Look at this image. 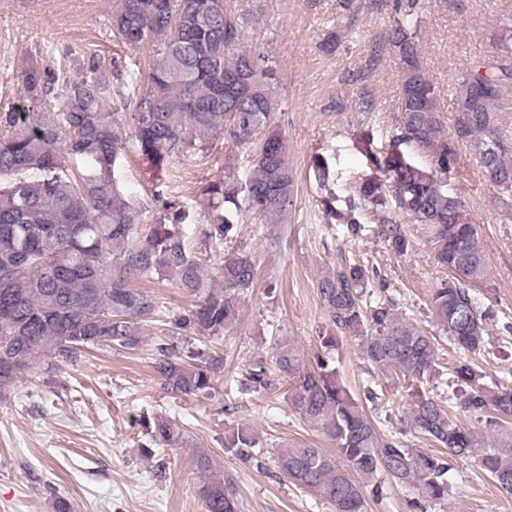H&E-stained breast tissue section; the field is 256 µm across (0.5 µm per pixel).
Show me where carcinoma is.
<instances>
[{
    "label": "carcinoma",
    "instance_id": "cac0c4a2",
    "mask_svg": "<svg viewBox=\"0 0 512 512\" xmlns=\"http://www.w3.org/2000/svg\"><path fill=\"white\" fill-rule=\"evenodd\" d=\"M112 29L126 46L156 47L143 82L123 80L117 59L90 53L60 105L35 119L23 111L6 115L13 130L0 136V396L48 359L71 362L90 348L139 347L160 310L150 291L131 287L130 280L170 272L192 304L173 313L168 325L198 346L181 354L168 343L158 344L154 370L174 395L209 397L224 375L220 341L240 321L246 294L258 278L252 255L225 249L227 239L244 222L245 211L278 219L294 190L286 142L271 131L275 71L264 52L238 47L241 25L224 0H115ZM384 43L402 68L398 125L388 149L365 150L371 174L356 188V199L346 200L348 213L337 211L333 193L323 206L352 238L364 231L355 215L358 205L383 212L377 234L398 255L410 246L398 216L422 226L435 246L436 263L451 272L432 291L431 318L460 357L448 367V400L421 392L416 384L440 367L436 336L404 316L395 298L367 297L370 271L355 261H342L319 278L317 290L337 335L359 337L364 359L375 369L413 385L403 423L438 448L436 453L408 448L380 435L365 409L375 393L361 400L340 379L336 335L321 337L323 351L309 369L293 344H277L274 365L292 381L289 406L329 438L344 460L339 466L321 449L298 445L277 453V467L332 512H367V494L381 496V474L414 489L425 502L448 499L449 460L468 458L478 447L476 433L453 420L454 407L482 418L486 431L499 435L478 463L512 495V433H504L512 420V380L489 381L469 359L487 339L489 310L475 290L487 277L484 246L464 202L438 177L457 155L442 138L435 86L417 35L397 21ZM498 49L496 64L461 76L454 137L472 147L488 182L511 193L512 147L496 118L499 103L512 97L511 28L498 39ZM52 82L48 70L32 66L24 73L23 93L44 101ZM132 98L136 146L158 171L195 136H222L240 146L262 137L244 184L224 181L207 189L213 219L206 245L224 251L212 277L177 229L188 213L144 234L115 177L123 144L121 111ZM417 152L430 156L429 168L413 162ZM70 159L83 160L86 168L74 173ZM248 378L256 392L275 387L262 359ZM179 435L174 421L156 416L152 445L171 446ZM257 448L256 435L242 425L224 437V451L241 460L258 459ZM230 484L222 475L209 478L202 488L206 512H238Z\"/></svg>",
    "mask_w": 512,
    "mask_h": 512
}]
</instances>
